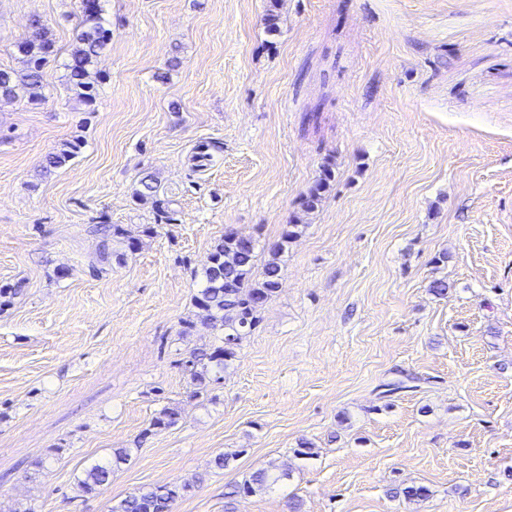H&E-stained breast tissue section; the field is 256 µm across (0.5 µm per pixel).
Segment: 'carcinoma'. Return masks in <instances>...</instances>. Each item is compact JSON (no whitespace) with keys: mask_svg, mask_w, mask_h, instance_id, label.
Here are the masks:
<instances>
[{"mask_svg":"<svg viewBox=\"0 0 512 512\" xmlns=\"http://www.w3.org/2000/svg\"><path fill=\"white\" fill-rule=\"evenodd\" d=\"M79 19L76 37L63 63L66 70L67 89L82 102L90 104L96 96L98 58L112 42V30L102 20L101 0H79ZM21 65L17 68L0 67V101L15 100L28 95L36 102L41 99L45 86L46 67L58 57L52 26L42 18L33 20L30 33L16 44ZM82 141L73 139L52 153L43 166V172L64 166L81 149ZM335 175L332 164L322 166L315 184L301 203L306 214L314 212L331 187ZM160 184L152 173L144 174L135 189V198L144 203H157ZM301 233V225L288 224L280 240L268 248V259L258 265L260 240L240 235L232 228L211 248L207 264L201 272L200 288L194 295V307L199 310L198 320L182 321L180 335L187 336L202 327L209 332V340L189 352L183 362L186 393L189 398L208 396L224 387V372L235 360L237 349L254 330L258 312L270 301L282 286L280 253L288 243ZM99 257L109 256V243L124 236L117 225L99 228ZM182 419L178 405L163 407L153 416L150 427L162 431L176 425ZM125 448L113 452L112 463H93L83 469L78 485L86 493H93L112 481V475L127 461ZM289 477L288 469L273 462L255 471L242 486L234 488L230 496H248L267 489L271 484ZM190 485L147 486L112 505L111 512H173L175 501ZM394 493L412 502L428 498V489L412 483L397 487Z\"/></svg>","mask_w":512,"mask_h":512,"instance_id":"carcinoma-1","label":"carcinoma"}]
</instances>
